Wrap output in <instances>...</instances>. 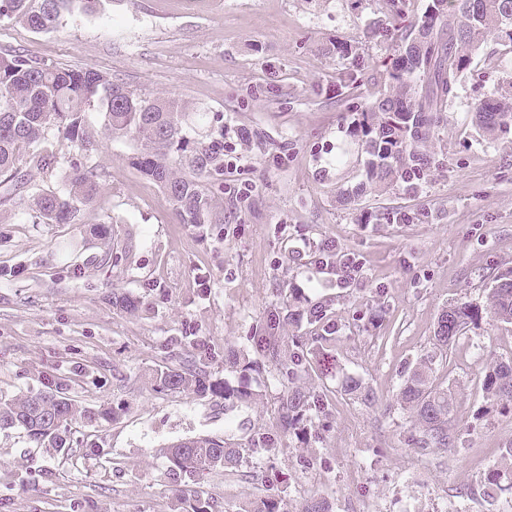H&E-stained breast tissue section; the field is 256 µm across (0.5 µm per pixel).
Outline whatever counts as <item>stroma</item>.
I'll return each instance as SVG.
<instances>
[{
	"instance_id": "stroma-1",
	"label": "stroma",
	"mask_w": 512,
	"mask_h": 512,
	"mask_svg": "<svg viewBox=\"0 0 512 512\" xmlns=\"http://www.w3.org/2000/svg\"><path fill=\"white\" fill-rule=\"evenodd\" d=\"M382 16V0H109L103 13L73 11L47 33L0 23L2 53L92 68L222 113L224 145L238 159L210 186L223 224H183L132 169L136 142L101 139L91 111L105 177L82 224H35L0 209V397L67 376L84 404L118 412L99 432H75L64 456L0 432V467L24 476L0 483V512H175L161 448L271 426L275 388L270 374L252 375V398L228 407L160 391L151 375L190 345L213 376L237 383L224 349L245 348L276 301L319 303L329 316L325 326L282 328L303 337L309 381L333 404L332 417L313 424L320 440L289 437L279 449L289 512L313 493L334 512L361 502L370 512H443L449 498L461 512H512V491L490 481L505 466L512 411L488 410L475 385L490 359L512 355V325L485 317L435 363L456 395L452 448L410 451L409 415L396 403L405 366L433 349L441 310L486 304L495 278L512 271V143L472 123L505 64L479 52L432 143L440 165L417 192L394 185L343 202L366 179L364 156H336L381 68V46L364 31ZM340 43L368 61L357 89L336 88ZM100 225L108 240L93 235ZM327 242L358 260L357 285L340 287L338 266L319 264ZM116 286L146 309L113 307ZM350 377L373 389V406L347 395ZM90 440L99 454H88ZM202 485L230 505L261 491L220 470Z\"/></svg>"
}]
</instances>
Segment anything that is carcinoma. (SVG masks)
<instances>
[{
  "label": "carcinoma",
  "instance_id": "1",
  "mask_svg": "<svg viewBox=\"0 0 512 512\" xmlns=\"http://www.w3.org/2000/svg\"><path fill=\"white\" fill-rule=\"evenodd\" d=\"M109 0H0V22L20 23L41 33L56 28L64 12L78 4L86 12L104 8ZM407 0H385V19L370 28L368 37L400 39L401 46L384 59L385 73L361 119L350 131L367 155V177L375 184L405 183L415 188L426 182L435 167L429 141L443 122L448 101L471 68L473 55L492 42L496 53L512 57V0H429L420 20L404 27ZM336 52L346 64L336 73V85L356 88L362 81L363 62L350 45ZM507 94L494 93L474 107L473 123L485 137L512 142V71ZM102 115L103 133L109 139L131 137L140 142L132 167L163 190L183 224H222L207 188L224 175V125L218 112L210 113L184 101L138 93L93 69H69L24 52L0 54V207L18 204L40 224H80L82 207L100 188L104 172L91 162L94 143L85 128V113ZM57 141L76 156L61 179V188L31 191L32 173L49 174L60 157L48 144ZM112 304L136 311L142 301L112 287ZM323 306L307 311L285 304L270 309L263 332L248 338L252 356L224 348V369L239 374L234 387L213 377L205 363L185 354L177 365L153 373L155 385L172 393L210 396L224 402L252 397L249 372L268 369L275 385L274 428L251 429L243 444L228 439L199 436L162 449L169 484L184 504V512H216L217 502L201 486L206 473H237L245 456H274L282 437L290 434L307 444L308 424L329 414L326 395L300 383L306 359L300 350L288 349L280 328L289 321L322 318ZM512 324V274L495 280L487 305L463 301L445 307L434 334L435 349L448 344L466 327L476 326L484 315ZM70 380L57 378L37 392L0 398V431H17L35 448L61 453L70 447L73 426L101 427L116 417L113 408H90L69 395ZM481 390L491 406L512 408V357L497 359L483 371ZM345 391L363 404L374 393L356 379ZM400 408L412 419L411 449L428 454L451 447L454 397L438 381L435 358L427 355L406 366L396 395ZM224 512H288L278 494H263L226 507ZM300 512H333L320 496L308 497Z\"/></svg>",
  "mask_w": 512,
  "mask_h": 512
}]
</instances>
